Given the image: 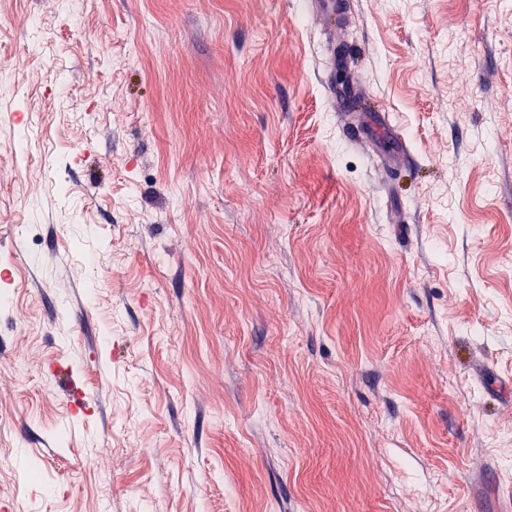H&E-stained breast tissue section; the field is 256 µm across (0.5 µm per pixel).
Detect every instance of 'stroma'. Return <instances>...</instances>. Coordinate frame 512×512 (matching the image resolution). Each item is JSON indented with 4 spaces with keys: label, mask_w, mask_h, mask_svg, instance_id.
I'll return each mask as SVG.
<instances>
[{
    "label": "stroma",
    "mask_w": 512,
    "mask_h": 512,
    "mask_svg": "<svg viewBox=\"0 0 512 512\" xmlns=\"http://www.w3.org/2000/svg\"><path fill=\"white\" fill-rule=\"evenodd\" d=\"M350 4L0 0L4 512H512V0Z\"/></svg>",
    "instance_id": "1"
}]
</instances>
